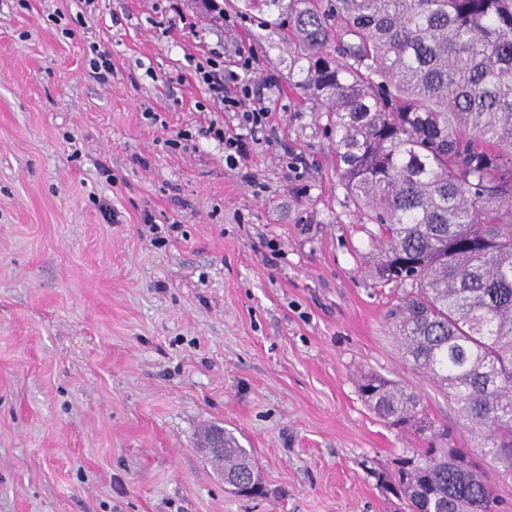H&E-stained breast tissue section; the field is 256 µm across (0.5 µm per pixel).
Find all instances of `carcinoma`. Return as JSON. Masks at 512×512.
<instances>
[{
  "label": "carcinoma",
  "mask_w": 512,
  "mask_h": 512,
  "mask_svg": "<svg viewBox=\"0 0 512 512\" xmlns=\"http://www.w3.org/2000/svg\"><path fill=\"white\" fill-rule=\"evenodd\" d=\"M269 13L336 128V172L377 226L405 361L453 396L489 464L459 448L396 461L408 512H501L512 480V0H244ZM364 403L436 434L419 394L376 373ZM224 479H260L224 437Z\"/></svg>",
  "instance_id": "carcinoma-1"
}]
</instances>
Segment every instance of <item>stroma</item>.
Listing matches in <instances>:
<instances>
[{
	"instance_id": "1",
	"label": "stroma",
	"mask_w": 512,
	"mask_h": 512,
	"mask_svg": "<svg viewBox=\"0 0 512 512\" xmlns=\"http://www.w3.org/2000/svg\"><path fill=\"white\" fill-rule=\"evenodd\" d=\"M198 3L0 0V512H399L395 459L435 441L370 410L360 372L475 443L404 362L398 290L364 275L370 224L302 62L238 0L219 24ZM211 48L272 108L232 167L205 130L241 121L195 79ZM211 424L259 493L200 451Z\"/></svg>"
}]
</instances>
